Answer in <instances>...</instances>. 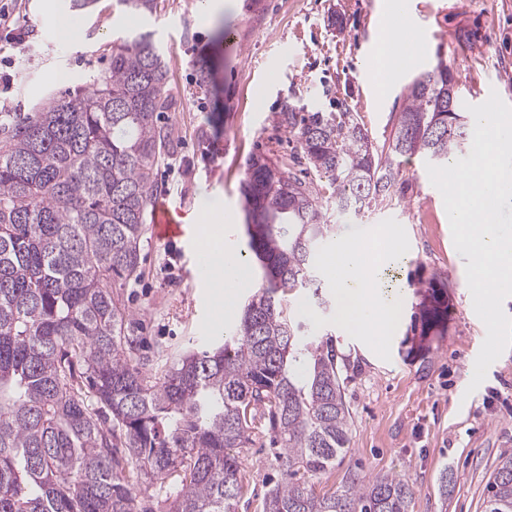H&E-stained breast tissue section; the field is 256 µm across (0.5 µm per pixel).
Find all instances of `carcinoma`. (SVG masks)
<instances>
[{
    "instance_id": "carcinoma-1",
    "label": "carcinoma",
    "mask_w": 512,
    "mask_h": 512,
    "mask_svg": "<svg viewBox=\"0 0 512 512\" xmlns=\"http://www.w3.org/2000/svg\"><path fill=\"white\" fill-rule=\"evenodd\" d=\"M452 67L408 85L388 145L348 112L297 116L288 129L347 214L389 197L400 157L446 163L465 151L473 116L448 110ZM168 71L151 35L112 44L88 90L0 117V512H137L131 473L174 477L166 512H235L234 448L261 418L279 438L284 479L263 512H409L413 491L392 476L351 480L340 494L300 482L331 469L349 441L336 350L286 317L278 294L319 288L317 248L331 232L315 188L266 156L240 186L247 247L261 285L234 337L174 358L152 381L125 335L129 312L112 279L131 278L173 131ZM446 286L430 282L413 316L431 351L448 331ZM306 364L309 374H292ZM484 512H512V449L487 486Z\"/></svg>"
}]
</instances>
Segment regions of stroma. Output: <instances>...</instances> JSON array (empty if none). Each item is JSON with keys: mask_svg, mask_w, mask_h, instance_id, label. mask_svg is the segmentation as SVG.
<instances>
[{"mask_svg": "<svg viewBox=\"0 0 512 512\" xmlns=\"http://www.w3.org/2000/svg\"><path fill=\"white\" fill-rule=\"evenodd\" d=\"M139 15L116 0H97L92 11L72 13L69 0H0L9 17L0 25V113L34 112L50 95L88 87L103 73L113 42L135 30L151 33L168 68L175 101L158 123L175 130L173 150L157 168L155 198L184 210L198 231L205 206L224 211V247L238 257L246 245L240 185L250 156L291 164L301 146L282 120L300 112H351L374 145L388 143L405 100L406 86L439 62L451 64L463 103L471 88L496 91L512 105V0H403L408 26L419 35L434 29L422 60L378 91L368 75L376 36L386 24L385 0H223L203 12L200 0H157ZM69 15L82 29L72 41L54 15ZM26 29L15 40L14 29ZM233 34L237 50L226 47ZM424 157L402 159L385 201L345 215L327 210L334 233L318 249L321 298L288 291L283 307L308 331L330 342L350 412L349 442L331 470L305 475L316 493L342 491L346 478L381 475L407 480L410 512H482L485 487L503 449L512 448V348L488 368L477 389L469 384L486 337L466 283L467 256L454 246L440 192ZM396 235L399 255L384 270V283L402 299L387 333L368 341L336 320L329 257L356 239L370 245ZM448 285L450 321L428 356L412 353L411 316L428 282ZM112 290L131 313L129 335L139 341L146 373L161 372L183 351L211 346L237 324L251 291H236L225 307V287L193 275V257L179 241L146 228L136 278L116 280ZM258 430L255 442L235 449L242 477L236 512H261L282 473L271 445Z\"/></svg>", "mask_w": 512, "mask_h": 512, "instance_id": "1", "label": "stroma"}]
</instances>
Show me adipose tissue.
Here are the masks:
<instances>
[{"label": "adipose tissue", "instance_id": "1", "mask_svg": "<svg viewBox=\"0 0 512 512\" xmlns=\"http://www.w3.org/2000/svg\"><path fill=\"white\" fill-rule=\"evenodd\" d=\"M328 274L341 324L367 340L388 331L400 299L383 288L382 265L372 264L359 243L345 244Z\"/></svg>", "mask_w": 512, "mask_h": 512}]
</instances>
